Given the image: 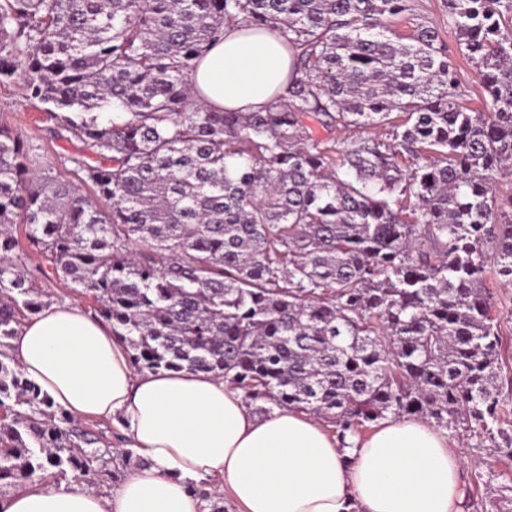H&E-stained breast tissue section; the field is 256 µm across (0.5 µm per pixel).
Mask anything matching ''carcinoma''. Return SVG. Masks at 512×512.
Returning a JSON list of instances; mask_svg holds the SVG:
<instances>
[{"label":"carcinoma","mask_w":512,"mask_h":512,"mask_svg":"<svg viewBox=\"0 0 512 512\" xmlns=\"http://www.w3.org/2000/svg\"><path fill=\"white\" fill-rule=\"evenodd\" d=\"M408 2L0 0V83L22 79L81 143L74 179L34 173L0 125V486L69 474L98 488L133 461L11 366L7 340L44 307L9 257L24 242L138 372L210 373L261 416L323 420L344 447L407 416L499 438L512 458L485 288L490 267L512 285V194L493 193L512 160V0H444L482 112L457 101L435 26L393 37ZM238 24L294 51L286 98L263 111L191 92Z\"/></svg>","instance_id":"cac0c4a2"}]
</instances>
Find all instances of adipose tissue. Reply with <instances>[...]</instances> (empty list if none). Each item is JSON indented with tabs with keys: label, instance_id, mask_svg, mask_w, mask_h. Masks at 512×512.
<instances>
[{
	"label": "adipose tissue",
	"instance_id": "ef3b65f1",
	"mask_svg": "<svg viewBox=\"0 0 512 512\" xmlns=\"http://www.w3.org/2000/svg\"><path fill=\"white\" fill-rule=\"evenodd\" d=\"M292 51L278 33L229 28L190 77L195 101L256 112L285 95ZM20 371L79 419H114L144 460L116 492L36 484L0 512H200L188 484L224 478L240 512H463L461 461L443 432L406 417L350 450L293 410L256 419L223 379L135 372L128 349L78 306L51 304L10 342ZM355 459L346 465L345 456Z\"/></svg>",
	"mask_w": 512,
	"mask_h": 512
}]
</instances>
